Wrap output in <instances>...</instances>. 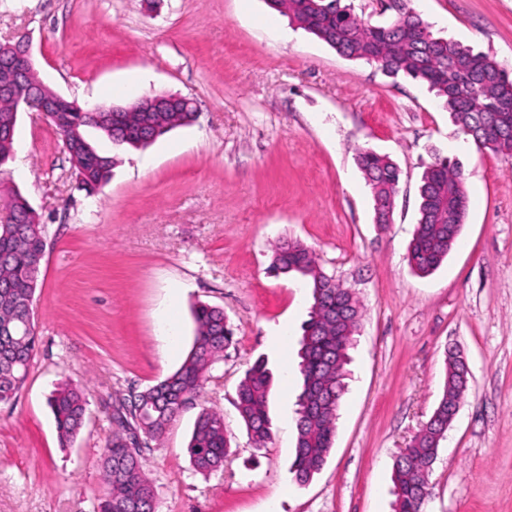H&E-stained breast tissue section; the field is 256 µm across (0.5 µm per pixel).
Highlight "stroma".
Segmentation results:
<instances>
[{"instance_id":"stroma-1","label":"stroma","mask_w":512,"mask_h":512,"mask_svg":"<svg viewBox=\"0 0 512 512\" xmlns=\"http://www.w3.org/2000/svg\"><path fill=\"white\" fill-rule=\"evenodd\" d=\"M434 31L512 71V0H412ZM266 0H0V44L27 37L39 79L78 103L125 106L158 93L193 99L197 118L119 164L87 196L44 116L20 112L0 166V215L20 191L46 251L34 303L37 345L17 397L0 404V512H95L98 458L117 395L175 371L192 308H223L233 342L194 405L144 452L158 512H393L392 471L429 419L444 351L470 383L439 449L427 512H512V158L477 151L427 88L341 57L313 35L260 23ZM402 170L393 220L374 221L358 150ZM459 163L470 207L447 261L407 262L419 187L435 157ZM311 249L363 316L323 469L289 471L296 445L299 340L310 293L271 270L273 246ZM281 330L274 352L269 334ZM273 374L272 437L255 448L235 407L246 371ZM84 390L89 414L62 445L47 400ZM224 414L231 453L202 474L187 453L201 408Z\"/></svg>"}]
</instances>
